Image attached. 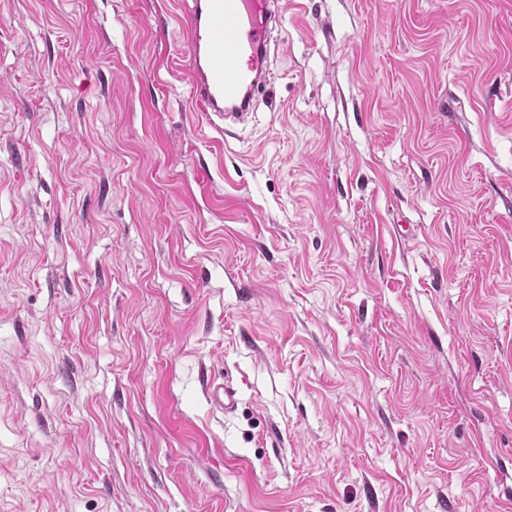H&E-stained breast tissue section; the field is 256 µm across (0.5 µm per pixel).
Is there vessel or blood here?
Here are the masks:
<instances>
[{
	"instance_id": "1",
	"label": "vessel or blood",
	"mask_w": 512,
	"mask_h": 512,
	"mask_svg": "<svg viewBox=\"0 0 512 512\" xmlns=\"http://www.w3.org/2000/svg\"><path fill=\"white\" fill-rule=\"evenodd\" d=\"M282 19L280 0H190L181 21L189 56L191 103L217 132L245 120L267 82L271 32ZM237 392L212 384L209 397L232 411Z\"/></svg>"
}]
</instances>
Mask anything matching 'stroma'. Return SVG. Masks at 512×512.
<instances>
[{"label":"stroma","mask_w":512,"mask_h":512,"mask_svg":"<svg viewBox=\"0 0 512 512\" xmlns=\"http://www.w3.org/2000/svg\"><path fill=\"white\" fill-rule=\"evenodd\" d=\"M187 8L0 0V512H512V0ZM181 21L191 103L219 134L243 121L263 91L279 0H190ZM237 392L228 383H215L209 387V397L213 404L224 412H231L237 404Z\"/></svg>","instance_id":"1"}]
</instances>
